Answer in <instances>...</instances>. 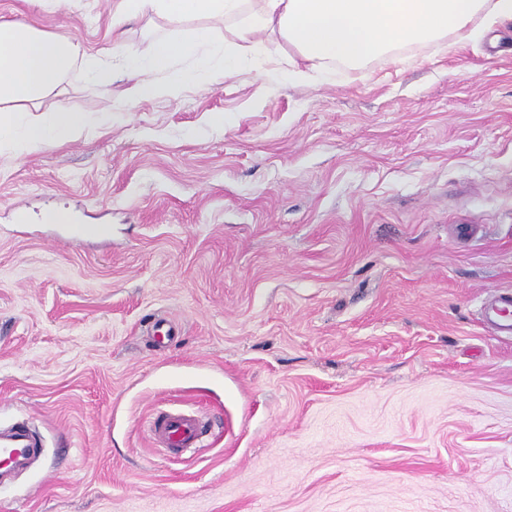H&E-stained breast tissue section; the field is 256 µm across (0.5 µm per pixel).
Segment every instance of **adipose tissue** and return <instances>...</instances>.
I'll return each instance as SVG.
<instances>
[{
	"label": "adipose tissue",
	"instance_id": "obj_1",
	"mask_svg": "<svg viewBox=\"0 0 512 512\" xmlns=\"http://www.w3.org/2000/svg\"><path fill=\"white\" fill-rule=\"evenodd\" d=\"M243 0H119L112 20L152 11L170 25L202 18L205 26L186 38L155 37L139 54L114 41L106 57L88 55L77 40L62 38L23 21L0 23V147L34 151L79 137L88 123L81 112L60 105L43 118L20 123L23 113L60 95L71 73L83 70L100 85L115 77L129 82L130 93L154 98L174 93L158 81L175 62L184 65V82L203 75L228 76L243 52L261 53L257 32L277 36L293 47L287 76L299 82L319 80L332 64L359 68L371 60L400 62L409 46H427L448 34L473 35L512 20V0H259L243 11ZM234 22L235 39L217 46L212 22Z\"/></svg>",
	"mask_w": 512,
	"mask_h": 512
}]
</instances>
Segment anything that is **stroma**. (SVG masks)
Returning a JSON list of instances; mask_svg holds the SVG:
<instances>
[{
	"mask_svg": "<svg viewBox=\"0 0 512 512\" xmlns=\"http://www.w3.org/2000/svg\"><path fill=\"white\" fill-rule=\"evenodd\" d=\"M113 8L0 21L98 53ZM197 26L120 31L143 52ZM265 48L161 74L173 97L75 73L40 109L83 134L0 149V424L47 454L0 512H512V336L482 314L512 293V21L316 83ZM160 406L203 411L202 448L155 447Z\"/></svg>",
	"mask_w": 512,
	"mask_h": 512,
	"instance_id": "obj_1",
	"label": "stroma"
}]
</instances>
